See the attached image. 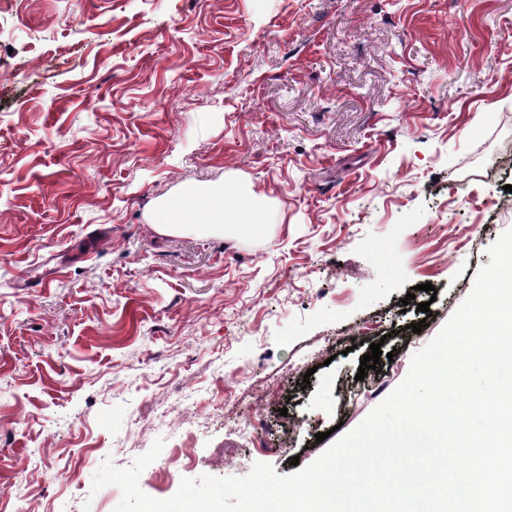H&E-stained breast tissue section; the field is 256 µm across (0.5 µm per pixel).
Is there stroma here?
<instances>
[{"instance_id": "35a3bbf8", "label": "stroma", "mask_w": 512, "mask_h": 512, "mask_svg": "<svg viewBox=\"0 0 512 512\" xmlns=\"http://www.w3.org/2000/svg\"><path fill=\"white\" fill-rule=\"evenodd\" d=\"M230 182L261 233L153 227ZM508 184L512 0H0V512H114L96 471L159 438L157 499L310 465L469 296Z\"/></svg>"}]
</instances>
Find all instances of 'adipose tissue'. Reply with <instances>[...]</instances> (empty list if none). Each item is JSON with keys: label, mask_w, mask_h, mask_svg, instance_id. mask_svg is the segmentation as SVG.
Masks as SVG:
<instances>
[{"label": "adipose tissue", "mask_w": 512, "mask_h": 512, "mask_svg": "<svg viewBox=\"0 0 512 512\" xmlns=\"http://www.w3.org/2000/svg\"><path fill=\"white\" fill-rule=\"evenodd\" d=\"M265 199L246 185H183L176 200L159 202L152 224L162 233H177L188 228L204 232L228 231L248 234L264 222Z\"/></svg>", "instance_id": "obj_1"}]
</instances>
